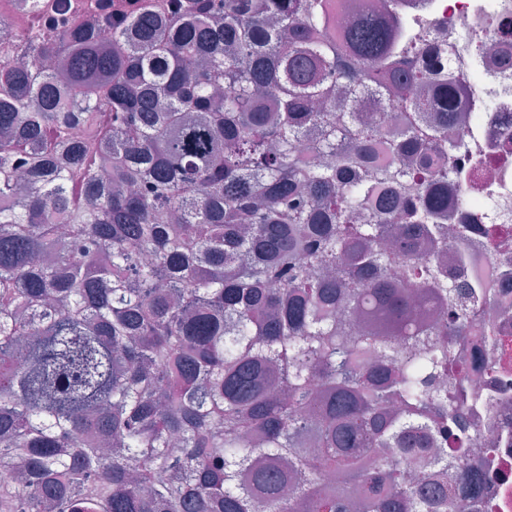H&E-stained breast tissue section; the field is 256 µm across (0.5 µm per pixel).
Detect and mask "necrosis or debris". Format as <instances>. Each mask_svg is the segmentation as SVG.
<instances>
[{"label": "necrosis or debris", "instance_id": "necrosis-or-debris-1", "mask_svg": "<svg viewBox=\"0 0 512 512\" xmlns=\"http://www.w3.org/2000/svg\"><path fill=\"white\" fill-rule=\"evenodd\" d=\"M411 34L431 32L452 70L472 79L460 97L452 137L477 150L463 168L482 164L483 188L467 207L469 224H499L512 214V0H395ZM469 380L480 396L469 420L490 440L486 456L471 462L484 476L482 497L491 512H512V348L489 374L479 353L469 357Z\"/></svg>", "mask_w": 512, "mask_h": 512}]
</instances>
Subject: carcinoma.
Instances as JSON below:
<instances>
[{
  "mask_svg": "<svg viewBox=\"0 0 512 512\" xmlns=\"http://www.w3.org/2000/svg\"><path fill=\"white\" fill-rule=\"evenodd\" d=\"M18 2L0 512H448L450 467L479 492L463 348L499 367L512 259L469 270L465 81L431 35L390 3L337 29L331 0Z\"/></svg>",
  "mask_w": 512,
  "mask_h": 512,
  "instance_id": "carcinoma-1",
  "label": "carcinoma"
}]
</instances>
